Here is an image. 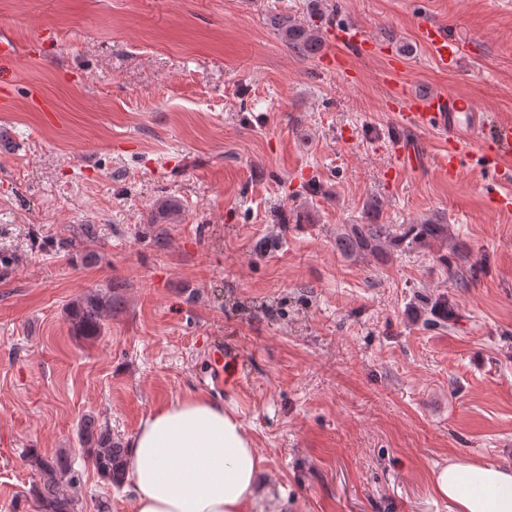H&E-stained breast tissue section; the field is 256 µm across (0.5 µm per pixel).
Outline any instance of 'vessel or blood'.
<instances>
[{"mask_svg": "<svg viewBox=\"0 0 512 512\" xmlns=\"http://www.w3.org/2000/svg\"><path fill=\"white\" fill-rule=\"evenodd\" d=\"M423 43L431 50L434 60L445 69L456 68L461 57L458 41L446 27L426 23L420 27ZM332 37L340 51L337 65H344L347 54L366 55L372 41L360 26L336 27ZM399 109L393 117L396 125L417 133V140L397 138L389 154V173L419 168L424 160L423 138L433 131L447 135L448 144L434 157V172L444 181L454 180L460 172L461 156L466 147L479 144L491 166L503 180L512 179V119L489 121L474 102L466 97L444 91L416 92L406 86H396L392 93Z\"/></svg>", "mask_w": 512, "mask_h": 512, "instance_id": "vessel-or-blood-1", "label": "vessel or blood"}]
</instances>
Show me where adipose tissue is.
Segmentation results:
<instances>
[{
  "mask_svg": "<svg viewBox=\"0 0 512 512\" xmlns=\"http://www.w3.org/2000/svg\"><path fill=\"white\" fill-rule=\"evenodd\" d=\"M132 512H279L263 458L235 414L204 396L170 402L128 443ZM452 512H512V466L463 459L436 466Z\"/></svg>",
  "mask_w": 512,
  "mask_h": 512,
  "instance_id": "1",
  "label": "adipose tissue"
}]
</instances>
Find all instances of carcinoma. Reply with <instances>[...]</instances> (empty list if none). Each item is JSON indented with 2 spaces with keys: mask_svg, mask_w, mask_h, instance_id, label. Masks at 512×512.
Listing matches in <instances>:
<instances>
[{
  "mask_svg": "<svg viewBox=\"0 0 512 512\" xmlns=\"http://www.w3.org/2000/svg\"><path fill=\"white\" fill-rule=\"evenodd\" d=\"M278 31L283 40L300 51H313L319 44V29L304 25L290 16L278 22ZM178 212L176 201L162 197L155 204L152 224H164ZM377 203L366 204V223L348 224L336 236V244L347 257L366 255L385 256L389 249L412 250L448 246V225L437 220H425L417 224H404L395 230L390 224H379L376 218ZM461 288L477 280L482 270L476 266L449 268ZM414 306L423 324L430 328H446L455 317L454 305L445 294H423L415 296ZM115 307L112 289L91 291L72 301L67 310L73 336L93 340L100 336L104 320L112 316ZM78 439L83 453L96 471L115 487H121L126 479L125 460L127 449L122 441L112 436L111 427L98 419L86 415L78 429ZM27 461L39 474L38 483L30 490L37 512H76L81 494V481L73 463L66 453L45 457L31 450Z\"/></svg>",
  "mask_w": 512,
  "mask_h": 512,
  "instance_id": "1",
  "label": "carcinoma"
}]
</instances>
